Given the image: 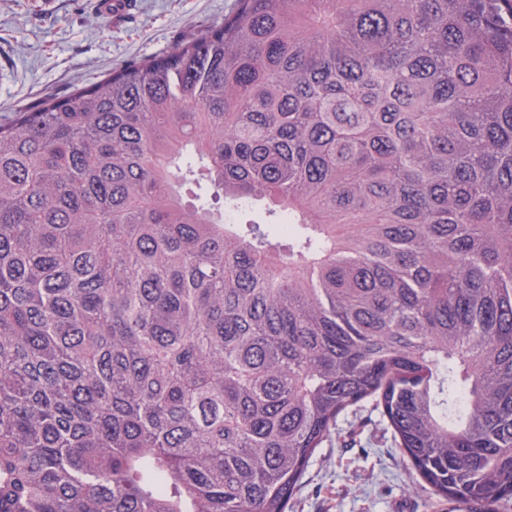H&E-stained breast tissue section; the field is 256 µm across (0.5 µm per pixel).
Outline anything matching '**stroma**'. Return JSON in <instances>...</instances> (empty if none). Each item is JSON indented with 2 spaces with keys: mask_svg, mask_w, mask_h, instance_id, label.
<instances>
[{
  "mask_svg": "<svg viewBox=\"0 0 512 512\" xmlns=\"http://www.w3.org/2000/svg\"><path fill=\"white\" fill-rule=\"evenodd\" d=\"M235 0H136L119 21L94 0H0V124L192 41ZM428 486L395 448L379 414L353 445L317 449L288 512H433Z\"/></svg>",
  "mask_w": 512,
  "mask_h": 512,
  "instance_id": "1",
  "label": "stroma"
}]
</instances>
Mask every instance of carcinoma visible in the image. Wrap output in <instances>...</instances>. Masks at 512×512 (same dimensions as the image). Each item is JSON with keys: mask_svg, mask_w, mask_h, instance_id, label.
Wrapping results in <instances>:
<instances>
[{"mask_svg": "<svg viewBox=\"0 0 512 512\" xmlns=\"http://www.w3.org/2000/svg\"><path fill=\"white\" fill-rule=\"evenodd\" d=\"M366 403L512 512V0H236L0 124V512H286Z\"/></svg>", "mask_w": 512, "mask_h": 512, "instance_id": "cac0c4a2", "label": "carcinoma"}]
</instances>
